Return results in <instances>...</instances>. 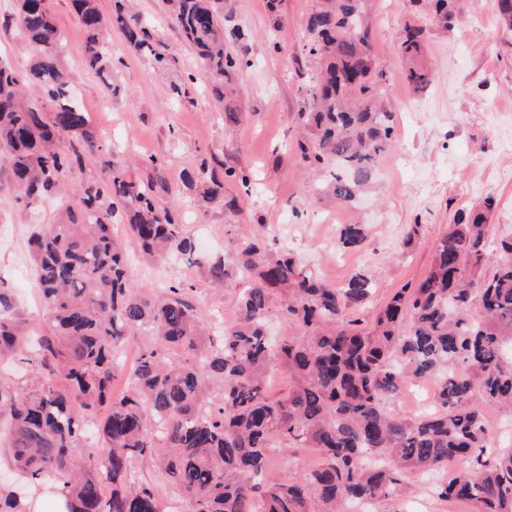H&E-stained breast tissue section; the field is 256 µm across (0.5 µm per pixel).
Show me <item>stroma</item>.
I'll return each instance as SVG.
<instances>
[{"instance_id":"1","label":"stroma","mask_w":512,"mask_h":512,"mask_svg":"<svg viewBox=\"0 0 512 512\" xmlns=\"http://www.w3.org/2000/svg\"><path fill=\"white\" fill-rule=\"evenodd\" d=\"M47 3L62 34L63 67L100 134L91 175L106 176L117 153L139 159L141 180L163 174L171 201L182 205L184 230L196 242L191 265L173 258L158 266L132 252L130 276L142 293L189 284L203 320L214 325L234 320L238 298L252 281L235 277L223 298H215L207 264L230 255L260 221L270 249L290 248L327 284L339 286L355 271H366L375 283L370 301L358 312L366 319L398 288L425 275L455 214L482 197L493 198L492 238L512 234V31L501 26L496 0H475L453 32L428 29L435 79L423 93L405 80L398 54L403 28L415 20L412 0H376L374 51L387 72L386 97L398 117V143L381 162L374 192L361 210L324 204L317 182L296 163V115L307 76L294 57L305 42L304 21L315 0H280L274 14L266 0H233L232 24L252 37L246 49L251 66L238 76L243 120L230 134L211 95L209 74L169 20L163 0H136V7L155 30L160 50L171 57L170 69L158 70L150 55L127 49L116 33L112 53L120 62L105 75L84 63L85 32L70 0ZM176 82L187 91L177 105L172 102ZM211 155L251 176L253 190L242 198L238 215L184 198L183 172ZM62 209V203L50 201L20 211L0 188V277L34 321L41 312L39 290L23 282L18 257L26 253L30 233L55 223ZM355 221L367 226L363 246L336 247L340 225ZM414 223L420 226L418 237L403 246L406 228ZM154 272L161 273L160 283L151 281ZM431 389V382L410 380L386 408L400 417L432 412ZM320 459L315 448H274L268 474L302 482Z\"/></svg>"}]
</instances>
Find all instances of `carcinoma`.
I'll return each mask as SVG.
<instances>
[{
    "mask_svg": "<svg viewBox=\"0 0 512 512\" xmlns=\"http://www.w3.org/2000/svg\"><path fill=\"white\" fill-rule=\"evenodd\" d=\"M305 20L303 60L311 70L297 119L305 130L299 162L324 174L323 191L354 207L380 160L394 147L395 115L385 108L387 76L371 42V0H316ZM176 26L213 78L224 121L236 124L233 80L250 66L249 33L224 25V0H165ZM428 23L451 31L458 0H425ZM87 34L84 61L99 73L112 63L107 34L130 49L170 58L125 0L104 17L96 0H71ZM33 57L20 74L0 60V179L17 208L62 197L79 182L56 224L27 240L44 308L39 332L18 310L0 279V360L29 369L14 387L0 381V437L20 482L39 480L65 512H160L154 490L131 479L135 462L151 458L191 512H248L254 493L261 512H342L352 501L376 505L400 496L406 477L459 465L428 490L474 512H512V448L495 446L483 413L493 404L512 417V234L489 239L487 197L448 225L430 268L406 284L366 325L346 312L365 304L373 282L363 270L341 287L324 283L286 247L271 256L258 233L241 239L231 257L209 263L221 288L233 275L254 279L239 298L238 316L215 334L190 299L191 284L142 295L131 284L129 255L112 237L128 226L135 247L162 263L194 259L165 178L143 183L124 160L105 178L87 174L98 133L74 100L60 60L62 36L45 0H16L3 17ZM420 25H406L398 45L406 81L427 89L435 74L425 58ZM40 92L51 109L29 103ZM197 201L238 211L225 185L251 191L250 174L234 166L216 175L207 158L186 175ZM366 239L363 224H343L337 244ZM303 335L276 340L267 332L273 306ZM144 337L128 373L129 390L114 394L117 348ZM291 386L265 393L271 363ZM410 379L434 382L437 410L414 419L390 414L386 401ZM95 427L107 448L101 466L75 468L73 453ZM317 448L322 463L303 483L266 477L267 449ZM0 512H25L18 493L0 485Z\"/></svg>",
    "mask_w": 512,
    "mask_h": 512,
    "instance_id": "carcinoma-1",
    "label": "carcinoma"
}]
</instances>
